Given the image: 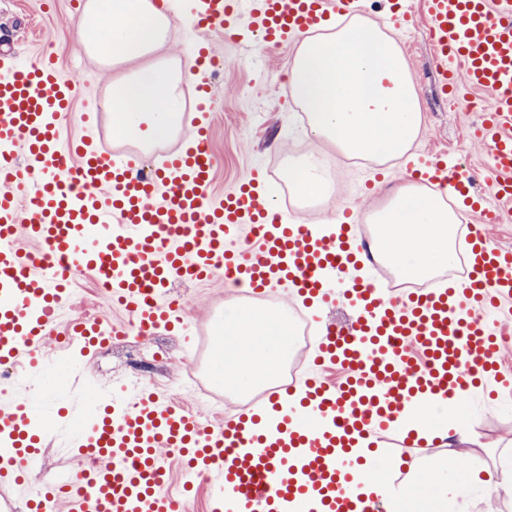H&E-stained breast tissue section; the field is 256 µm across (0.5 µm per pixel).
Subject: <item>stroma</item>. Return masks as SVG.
<instances>
[{"label":"stroma","instance_id":"1","mask_svg":"<svg viewBox=\"0 0 512 512\" xmlns=\"http://www.w3.org/2000/svg\"><path fill=\"white\" fill-rule=\"evenodd\" d=\"M82 10L81 0H0V45L14 48L28 62L50 57L64 70L79 68L87 93L101 102L113 81L136 69L138 63L133 60L107 69L92 58L78 42ZM426 31V23L419 17L394 32L408 60L423 113L413 148L457 155L465 161L468 175L475 177V191L490 195L485 178L490 156L473 135L475 110L487 107L488 101L477 94L473 106L466 108L440 96ZM209 43L224 61L219 75L209 78L214 109L209 147L217 161L214 193H224L259 169L266 175L269 193L280 196L290 219L317 222L336 217L348 208L365 215L380 202L385 190L407 179L405 160L380 164L349 159L334 143L311 141L308 126L302 121L303 112L286 88L295 46L274 47L247 36L236 42L215 33L210 35ZM314 149L322 159L329 188L306 210L288 194L281 172L287 161L300 159ZM70 291L74 304L61 318L60 327H67L87 312L112 323L123 320L119 308L98 296L88 275L72 278ZM174 294L185 305L192 328L204 336L213 330V319L223 313L225 303L238 298L240 291L225 286L223 278L217 277L201 286L175 287ZM211 359V354H197L175 331L148 340L132 333L78 361L76 375L62 397L66 406L73 407L80 404L88 383L110 391L135 382L187 407H210L226 414L257 401L254 393L225 395L223 386L210 377ZM456 450L488 468L502 458L512 457V397L480 400L471 416L470 440L458 444ZM77 464L70 449L58 447L54 438H47L36 460L31 487L54 480ZM31 487L7 488L0 493L20 507Z\"/></svg>","mask_w":512,"mask_h":512}]
</instances>
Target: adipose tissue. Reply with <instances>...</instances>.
<instances>
[{
  "label": "adipose tissue",
  "mask_w": 512,
  "mask_h": 512,
  "mask_svg": "<svg viewBox=\"0 0 512 512\" xmlns=\"http://www.w3.org/2000/svg\"><path fill=\"white\" fill-rule=\"evenodd\" d=\"M171 21L153 0H87L81 18L84 49L98 59L141 65L116 80L103 103L121 137L147 143L166 141L180 127L185 112L182 85L190 69L146 62L162 47ZM290 96L301 106L316 140L336 144L348 157L384 161L407 155L423 123L419 98L409 76L408 60L396 38L362 17L325 35L301 39L287 77ZM285 176L294 191L316 198L327 191L318 152L288 166ZM379 233L376 252L397 274L425 278L456 260L459 222L442 195L405 182L385 195L368 215ZM288 320L278 317L273 332L257 329L254 307L238 301L224 306L220 350L212 371L241 392L255 390L261 378L274 375L288 356ZM401 425L433 439L451 435L469 439L460 417L444 408L418 416L409 410ZM476 466L449 471L446 455L430 458L413 472L404 493L386 496L381 483L366 481L361 494L384 497L386 512H481V501L468 488L485 485Z\"/></svg>",
  "instance_id": "obj_1"
}]
</instances>
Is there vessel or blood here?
<instances>
[{"label":"vessel or blood","mask_w":512,"mask_h":512,"mask_svg":"<svg viewBox=\"0 0 512 512\" xmlns=\"http://www.w3.org/2000/svg\"><path fill=\"white\" fill-rule=\"evenodd\" d=\"M392 21L422 14L441 82L463 76L491 104L475 136L490 154L494 203L470 196L453 157L416 152L407 168L424 183L461 196L476 214L465 238L467 273L451 287L400 297L378 279L349 277L368 253L357 225L325 233L289 222L255 173L224 195L211 193L208 85H198L192 139L139 177L137 155H117L89 134L62 141L59 122L84 93L83 81L53 60L21 62L0 52V365L35 375L68 296L71 271L124 310L130 329H188L174 282L222 276L251 296L279 289L302 301L319 341L317 370L303 384L268 391L255 407L210 421L156 392L138 391L76 414L38 420L20 400L0 402V486H24L49 424L64 425L82 463L77 475L44 483L28 512H181L169 492L174 470L209 487V512H288L318 500V512H381L359 495L368 478L359 441L407 447L396 422L405 408L473 406L476 389L512 391L502 369L497 321L512 315V249L491 241L487 224L512 221V0H390ZM363 0H194L195 29L236 38L240 27L283 46L354 16ZM347 309L329 321L326 308ZM97 317L74 320L57 337L61 386L68 350L88 354L121 335ZM339 368L335 378L327 369ZM298 409L281 402L296 390Z\"/></svg>","instance_id":"1"}]
</instances>
